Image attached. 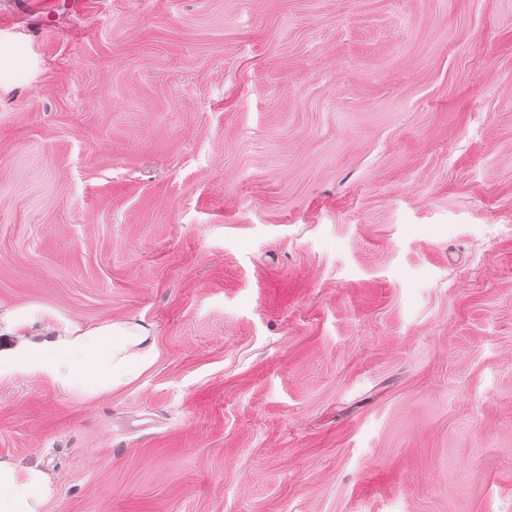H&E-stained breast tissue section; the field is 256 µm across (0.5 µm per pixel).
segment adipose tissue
Listing matches in <instances>:
<instances>
[{
	"instance_id": "obj_1",
	"label": "adipose tissue",
	"mask_w": 512,
	"mask_h": 512,
	"mask_svg": "<svg viewBox=\"0 0 512 512\" xmlns=\"http://www.w3.org/2000/svg\"><path fill=\"white\" fill-rule=\"evenodd\" d=\"M28 326L25 317L11 319L7 332L18 341L0 347V368L26 364L52 384L88 398L129 384L157 357L151 331L133 320L94 327L73 323L59 331L48 327L37 341L27 339ZM56 496L45 470L0 460V512H45Z\"/></svg>"
}]
</instances>
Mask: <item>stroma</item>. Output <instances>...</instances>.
<instances>
[{"mask_svg":"<svg viewBox=\"0 0 512 512\" xmlns=\"http://www.w3.org/2000/svg\"><path fill=\"white\" fill-rule=\"evenodd\" d=\"M0 0V369L48 512H512V0ZM28 326L25 317L11 319L6 332L19 341L0 347V368L24 363L52 384L88 398L129 384L157 357L151 331L133 320L94 327L72 323L60 331L47 327L39 341L24 337Z\"/></svg>","mask_w":512,"mask_h":512,"instance_id":"1","label":"stroma"}]
</instances>
